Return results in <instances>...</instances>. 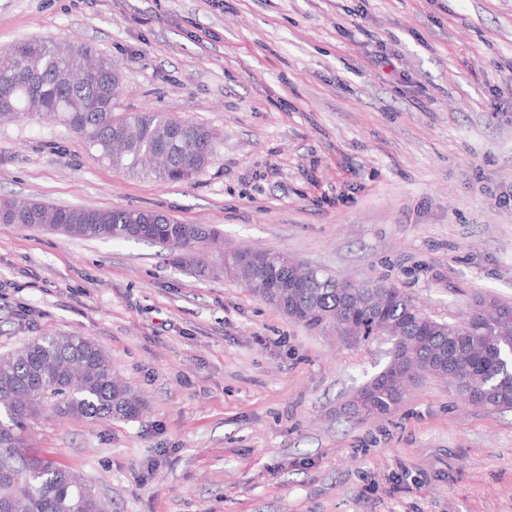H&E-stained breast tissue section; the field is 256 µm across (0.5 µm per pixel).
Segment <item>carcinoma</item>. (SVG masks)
<instances>
[{
	"mask_svg": "<svg viewBox=\"0 0 512 512\" xmlns=\"http://www.w3.org/2000/svg\"><path fill=\"white\" fill-rule=\"evenodd\" d=\"M116 67L92 58L80 45L29 41L0 52V119L28 117L56 121L82 135L112 169L142 178L182 183L192 180L217 156L202 127L160 112L118 115L113 104L121 84ZM155 221L143 241L162 246L168 257L185 254L183 265L214 271L197 252L223 238L210 225L182 224L173 218L134 209L58 207L0 197V223L83 239L136 240L137 221ZM263 265L249 269L232 257L225 268L249 291L275 306L271 281L285 283L299 269L282 264L283 254L263 252ZM306 283L285 299L292 321L310 331L338 313H348L363 341L377 339L375 328L391 336L395 358L448 378L465 402L489 401L493 410L512 409V373L496 356L512 342V305L479 296L465 318L439 321L384 279L359 282L357 295L336 276L305 266ZM406 387L374 393L370 413L384 415L403 400ZM94 421L139 416L143 402L112 375L106 353L85 336L45 332L0 357V512H106L81 478L57 462L30 454L25 434L43 409Z\"/></svg>",
	"mask_w": 512,
	"mask_h": 512,
	"instance_id": "1",
	"label": "carcinoma"
}]
</instances>
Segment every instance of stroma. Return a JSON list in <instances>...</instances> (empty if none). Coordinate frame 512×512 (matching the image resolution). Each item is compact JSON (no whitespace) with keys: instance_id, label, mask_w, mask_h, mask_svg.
Returning a JSON list of instances; mask_svg holds the SVG:
<instances>
[{"instance_id":"obj_1","label":"stroma","mask_w":512,"mask_h":512,"mask_svg":"<svg viewBox=\"0 0 512 512\" xmlns=\"http://www.w3.org/2000/svg\"><path fill=\"white\" fill-rule=\"evenodd\" d=\"M112 59L116 113L215 132L186 183L115 172L60 123L0 121V195L144 209L356 281L435 317L512 304V0H0V48ZM90 338L143 413L43 414L31 452L112 512H512V411L426 377L353 415L382 340L307 331L231 277L139 241L0 224V355Z\"/></svg>"}]
</instances>
